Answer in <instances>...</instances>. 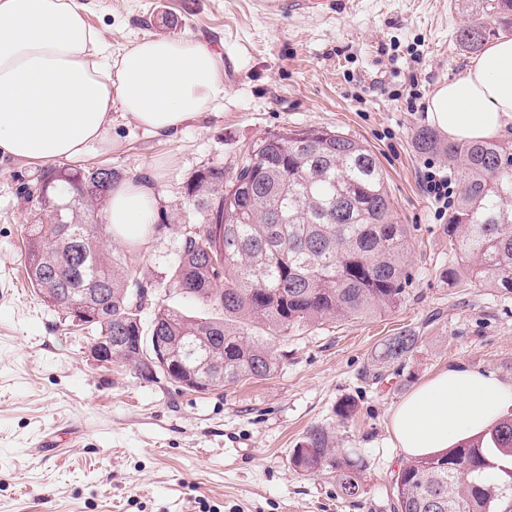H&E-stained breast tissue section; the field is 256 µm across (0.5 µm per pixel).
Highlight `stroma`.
Segmentation results:
<instances>
[{"label": "stroma", "instance_id": "35a3bbf8", "mask_svg": "<svg viewBox=\"0 0 512 512\" xmlns=\"http://www.w3.org/2000/svg\"><path fill=\"white\" fill-rule=\"evenodd\" d=\"M116 59L137 40L204 41L228 62L224 97L172 138L112 114V146L87 161L124 178L154 171L161 232L132 257L149 287L142 313L198 309L168 282L172 225L195 214L185 186L199 169L233 170L270 132L324 127L372 150L401 223L410 229L413 282L394 311L289 330L279 371L203 393L146 381L127 364H102L91 333L70 325L31 288L23 230L39 167L0 158V512H390L391 480L405 457L390 415L448 363L463 361L512 383V289L448 276L447 217L424 192L427 163L464 171L442 149H418L431 128L426 102L475 58L456 39L481 0H338L324 12L301 0H80ZM422 339L385 378H368L386 339ZM354 401V415L336 408ZM315 427L363 464V493L344 500L336 480L288 463ZM67 442L49 450L55 435Z\"/></svg>", "mask_w": 512, "mask_h": 512}]
</instances>
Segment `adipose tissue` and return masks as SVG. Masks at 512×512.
<instances>
[{
	"label": "adipose tissue",
	"mask_w": 512,
	"mask_h": 512,
	"mask_svg": "<svg viewBox=\"0 0 512 512\" xmlns=\"http://www.w3.org/2000/svg\"><path fill=\"white\" fill-rule=\"evenodd\" d=\"M101 40L79 0H0V157L29 165L78 162L109 147L113 112L171 136L224 96L207 47L148 37L102 62ZM426 110L452 140L497 138L512 125V37L489 43L466 73L439 85ZM155 174L114 183L107 221L129 248L157 216ZM512 408V385L465 362L450 363L392 411L395 447L433 455L487 430Z\"/></svg>",
	"instance_id": "obj_1"
}]
</instances>
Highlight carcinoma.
Masks as SVG:
<instances>
[{"mask_svg":"<svg viewBox=\"0 0 512 512\" xmlns=\"http://www.w3.org/2000/svg\"><path fill=\"white\" fill-rule=\"evenodd\" d=\"M484 14L458 34L464 48L512 30V0H485ZM418 148L439 147L417 130ZM465 180L448 217V241L460 269L486 288H512V143L477 141L443 147ZM121 173L109 165H49L25 227V267L49 307L87 294L99 318L95 338L137 336L140 348H115L112 362L152 380L143 356L156 342L195 370L201 390L263 380L281 360L269 340L336 318L385 314L408 294L409 228L401 223L375 154L348 134L327 128L270 132L253 141L232 171L203 168L185 195L196 224L173 228L178 249L169 282L210 310L188 315L160 306L149 327L141 313L147 287L127 252L110 244L107 199ZM408 330L384 344L380 378L417 348ZM299 474H332L337 494L363 491L362 463L312 429L288 459ZM392 512H512V415L459 448L411 459L394 475Z\"/></svg>","mask_w":512,"mask_h":512,"instance_id":"1","label":"carcinoma"}]
</instances>
